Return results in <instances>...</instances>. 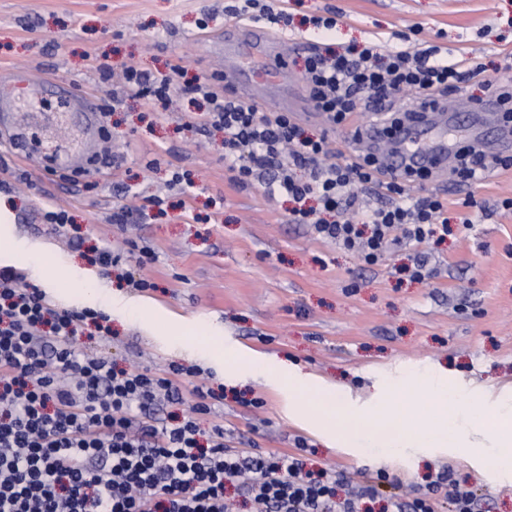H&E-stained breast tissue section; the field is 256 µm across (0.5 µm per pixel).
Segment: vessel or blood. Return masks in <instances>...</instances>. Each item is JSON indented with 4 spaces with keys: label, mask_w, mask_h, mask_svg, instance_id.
Here are the masks:
<instances>
[{
    "label": "vessel or blood",
    "mask_w": 512,
    "mask_h": 512,
    "mask_svg": "<svg viewBox=\"0 0 512 512\" xmlns=\"http://www.w3.org/2000/svg\"><path fill=\"white\" fill-rule=\"evenodd\" d=\"M232 28L242 37L235 46L237 54L255 52L264 56L267 67L253 80L238 84L237 91L245 99L265 102L270 98V88L285 72L286 62L278 51L279 39L270 31L253 24L233 23ZM23 94L33 111H41L46 104L55 108L81 113L88 125L99 128L100 109L87 94L79 91L74 84L53 81L33 74H25L20 84ZM493 112H479L462 102H442L418 110L411 114L397 136L387 162L394 171H402L410 166L432 167L436 177L446 175L448 158L455 152V146L448 139V131L453 127L466 128L471 140L483 144L492 152L512 149V130L500 128L494 139H487L485 128L496 121Z\"/></svg>",
    "instance_id": "b4317fda"
}]
</instances>
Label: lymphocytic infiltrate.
<instances>
[{
    "instance_id": "1",
    "label": "lymphocytic infiltrate",
    "mask_w": 512,
    "mask_h": 512,
    "mask_svg": "<svg viewBox=\"0 0 512 512\" xmlns=\"http://www.w3.org/2000/svg\"><path fill=\"white\" fill-rule=\"evenodd\" d=\"M485 71L484 63L448 59L435 46L322 43L306 49L302 77L329 127L358 131L398 122L402 92L422 108L480 82ZM182 73L179 66L158 75L128 68L112 88V104L129 96L166 102L176 91L201 96L208 122L224 132V162L237 184L288 198L290 223L310 225L365 264L384 261L395 246L447 235V200L414 192L428 172L394 175L370 152L337 159L328 134L307 135L293 113L241 101L208 81L176 84ZM455 159L453 184L473 185L512 167V155L474 144H460ZM89 325L111 332L102 312L61 306L17 267H0V512H232L230 486L244 488L254 512H370V471L349 491L343 471L229 447L218 422L199 443L198 419L218 397L207 384L194 386L187 413L152 418L148 409L159 398L180 400L179 380L190 368L119 369L78 355L73 341ZM443 501L448 512H477L476 492L449 469L420 496L390 507L438 512Z\"/></svg>"
}]
</instances>
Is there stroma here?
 <instances>
[{"instance_id": "stroma-1", "label": "stroma", "mask_w": 512, "mask_h": 512, "mask_svg": "<svg viewBox=\"0 0 512 512\" xmlns=\"http://www.w3.org/2000/svg\"><path fill=\"white\" fill-rule=\"evenodd\" d=\"M230 0H0V92L14 91L13 72H49L89 91L98 104L109 98L98 63L119 70L135 65L149 72L185 67L188 77L225 82L207 56L211 41L223 36L231 19ZM336 8V27L324 32L308 20ZM288 28L308 41L338 44L377 42L399 46L402 36L447 49L449 57L499 60L512 53V0H288ZM7 137L0 141V180L26 174L29 184L0 192L12 219L0 251L13 253V266L38 284L24 250L45 247L54 255L87 265L91 246L111 247L131 275L148 276L150 299L176 315L203 320L228 348L246 346L271 358L298 364L327 383L345 387L351 401L365 404L382 389L413 377L417 404L404 411L407 429L425 432L433 424L425 409L424 373L446 366L451 384L483 415L471 428L484 454L465 458L447 451L423 456L406 446L387 454L378 440L336 422L347 446L330 445L290 418L285 401L265 378L223 386L216 373L191 350L196 336H183L182 355L162 348L139 322L113 321L108 336H80L75 351L102 356L123 368H195L181 379V404L154 407L164 420L194 403L192 389L204 382L224 391L202 430L224 425L229 445L253 443L255 453H301L307 467L331 466L347 472L385 471L372 512L412 491H425L428 475L452 468L472 487L481 512H512V468L492 462L495 436L487 424L512 406V213L499 208L512 197V168L491 174L479 186L434 180L429 191L448 201L451 223L445 241L403 246L378 265L361 263L351 252L315 238L308 225L288 221L285 200L272 201L237 185L224 165V134L203 125L195 107L177 111L148 108L131 98L112 112L108 135L88 130L70 112H10L0 116ZM111 156L90 186L73 193L45 172L47 160L67 158L72 170L88 158ZM193 180L186 194L169 190L173 173ZM142 196H165L162 209L146 208L134 223L139 246L156 258L140 266L112 224L124 202L122 187ZM475 207H464L467 197ZM50 203L67 210L84 244L69 248L48 235L40 222ZM470 217L469 226L458 224ZM424 258L434 275L411 280L406 266Z\"/></svg>"}]
</instances>
